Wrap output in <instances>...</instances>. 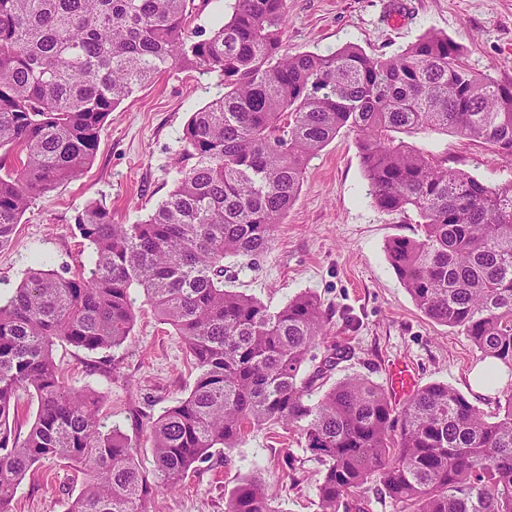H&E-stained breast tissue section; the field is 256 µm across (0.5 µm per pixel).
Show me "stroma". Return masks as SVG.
<instances>
[{"instance_id":"1","label":"stroma","mask_w":512,"mask_h":512,"mask_svg":"<svg viewBox=\"0 0 512 512\" xmlns=\"http://www.w3.org/2000/svg\"><path fill=\"white\" fill-rule=\"evenodd\" d=\"M284 46L289 53L323 54L353 43L366 53L390 57L428 33L447 36L463 50L473 71L512 82V0H286ZM217 74L171 68L117 105L83 175L36 196L12 239L0 246V296L25 279L34 254L52 270L76 272L91 248L74 224L92 203L118 224L147 219L173 190L184 148L183 130L196 112L221 96ZM355 132L341 130L307 163L301 189L279 224L271 247L256 259L229 258L226 289L276 309L298 294L315 296L331 315L333 338L351 355L332 380L360 375L386 385L391 362L413 364L418 386L442 383L468 395L485 412L497 397L472 393L467 376L482 358L461 331L427 317L390 265L386 247L398 236H415V215L379 210L369 194ZM424 150L445 151L459 168L494 184L512 174L507 161L486 146L439 132L411 136ZM136 320L120 348L90 353L56 343L53 356L75 389L105 395L102 413L137 446V459L152 470L147 424L186 398L196 370L181 336L163 324L135 291ZM106 364L108 375L94 373ZM322 465L297 432L264 425L237 447L187 474L172 492L153 493L147 512H225L229 492L245 478H259L280 512H319ZM84 475L59 460L28 474L13 500L14 512H65Z\"/></svg>"}]
</instances>
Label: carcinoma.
I'll use <instances>...</instances> for the list:
<instances>
[{
    "label": "carcinoma",
    "mask_w": 512,
    "mask_h": 512,
    "mask_svg": "<svg viewBox=\"0 0 512 512\" xmlns=\"http://www.w3.org/2000/svg\"><path fill=\"white\" fill-rule=\"evenodd\" d=\"M195 0H0V246L36 195L82 174L112 109L170 67L215 73L224 94L184 128L174 189L147 220L116 224L91 204L75 217L92 248L66 277L38 264L0 298V512L35 466L87 472L68 512H145L157 489L238 446L261 425L298 432L324 466L319 512H363L369 486L410 512H512V390L488 415L445 384L394 410L384 389L348 376L319 395L346 357L326 341L329 314L311 294L272 309L224 288V259L267 250L305 164L343 128L357 132L369 195L413 212L415 237L387 246L417 307L512 368V178L488 185L446 152L401 135L437 131L512 161V83L469 69L435 33L382 58L354 44L283 51L285 0H235L201 38ZM184 341L197 370L188 396L150 422L153 471L101 414L104 395L66 387L55 343L122 346L135 290ZM323 348L313 371L310 353ZM37 402L27 433L10 425L20 393ZM225 512H280L257 479Z\"/></svg>",
    "instance_id": "cac0c4a2"
}]
</instances>
